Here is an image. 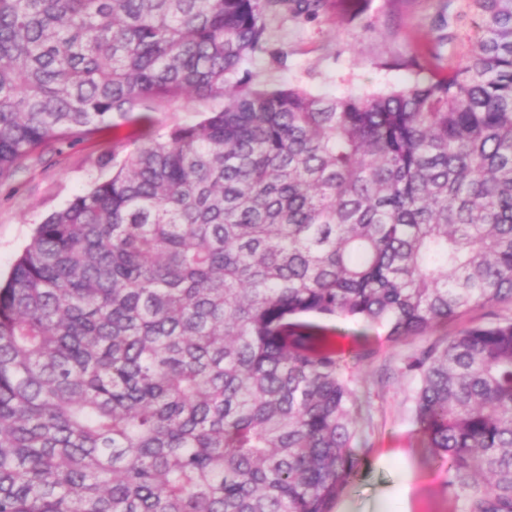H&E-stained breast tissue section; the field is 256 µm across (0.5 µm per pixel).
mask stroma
<instances>
[{
    "label": "stroma",
    "instance_id": "obj_1",
    "mask_svg": "<svg viewBox=\"0 0 512 512\" xmlns=\"http://www.w3.org/2000/svg\"><path fill=\"white\" fill-rule=\"evenodd\" d=\"M479 35L465 0H359L356 13L329 6L316 14L267 15L263 42L246 69L271 87L301 86L328 96L387 92L423 79L410 61L432 49L443 63L460 62ZM209 100L191 98L153 113L151 122H120L111 131L55 145L22 163L21 173L0 183V277H6L36 224L66 204L122 156L136 135L151 136L193 121ZM485 310L462 312L424 336L394 341L383 327L340 318L328 320L342 355L362 354L354 368L365 417V462L359 481L335 502L334 512H462L448 475L432 461L411 418L417 376L406 368L424 345L487 322Z\"/></svg>",
    "mask_w": 512,
    "mask_h": 512
}]
</instances>
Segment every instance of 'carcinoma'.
Returning <instances> with one entry per match:
<instances>
[{"instance_id":"cac0c4a2","label":"carcinoma","mask_w":512,"mask_h":512,"mask_svg":"<svg viewBox=\"0 0 512 512\" xmlns=\"http://www.w3.org/2000/svg\"><path fill=\"white\" fill-rule=\"evenodd\" d=\"M388 93L240 84L291 0H0V181L53 143L221 101L112 159L0 282V512H331L364 467L321 319L425 334L512 302V0ZM413 418L464 512H512V318L422 348Z\"/></svg>"}]
</instances>
